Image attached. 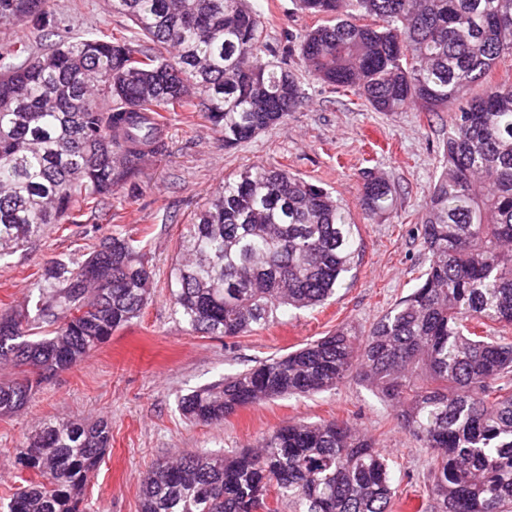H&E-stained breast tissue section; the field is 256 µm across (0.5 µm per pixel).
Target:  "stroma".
<instances>
[{
    "label": "stroma",
    "instance_id": "1",
    "mask_svg": "<svg viewBox=\"0 0 512 512\" xmlns=\"http://www.w3.org/2000/svg\"><path fill=\"white\" fill-rule=\"evenodd\" d=\"M60 32L71 39L101 32L128 35L132 23L109 0H44ZM258 12L271 58H287L304 102L287 119L228 149L205 113H166L164 147L148 154L137 174L112 198V216L87 217L99 225L48 227L27 250L0 260V313L23 306L44 264L93 251L101 237L121 232L146 238L154 271L152 294L140 318L91 351L77 366L41 384L19 411L0 416V493L20 482L12 465L17 448L45 420L107 419L111 444L88 479L89 512H138V476L160 458L197 451L251 449L259 438L298 421L340 419L369 436L389 458L397 491L393 512H414L431 466L419 442L395 426L389 402L351 380L333 390L288 396L238 410L218 425L188 421L181 398L257 364L333 333L340 325L369 326L407 296L425 269L414 229L424 199L443 166L445 112L374 111L363 99L319 83L298 56H286L289 35L322 24L294 0H250ZM253 165L283 166L339 198L360 228L362 260L320 307L286 310L270 326L235 339L194 331L170 301L180 234L225 177ZM394 189L391 208L367 215L360 207L362 171Z\"/></svg>",
    "mask_w": 512,
    "mask_h": 512
}]
</instances>
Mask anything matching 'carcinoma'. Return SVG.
<instances>
[{
  "mask_svg": "<svg viewBox=\"0 0 512 512\" xmlns=\"http://www.w3.org/2000/svg\"><path fill=\"white\" fill-rule=\"evenodd\" d=\"M135 36L63 37L41 56L0 51V259L50 224H82L162 149L155 116L197 96L233 148L282 122L303 98L294 74L263 60L261 17L247 0H110ZM325 24L296 37L321 83L376 112L452 113L444 166L417 231L420 283L368 329L328 336L258 362L180 401L184 417L220 424L240 408L310 395L357 377L398 408L397 426L432 461L415 512H512V0H296ZM1 22L52 31L42 0H0ZM142 35L169 57L147 55ZM484 85L467 100L469 88ZM463 106H457L461 100ZM393 187L364 176L360 205L387 211ZM147 244L119 233L76 261L46 263L32 307L0 314V414L140 317L150 298ZM359 225L323 187L275 166L232 179L184 225L174 305L196 331L226 339L284 308H315L358 263ZM104 419L48 421L17 449L27 474L7 512H86L83 491L109 447ZM274 495L275 507L265 504ZM386 455L340 420L297 422L256 449L189 453L139 476L140 512H391Z\"/></svg>",
  "mask_w": 512,
  "mask_h": 512,
  "instance_id": "obj_1",
  "label": "carcinoma"
}]
</instances>
